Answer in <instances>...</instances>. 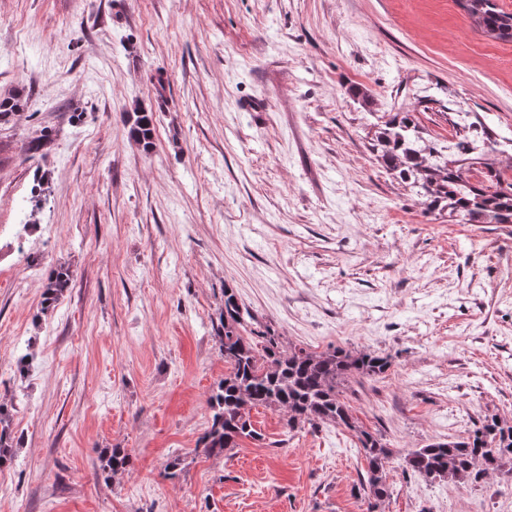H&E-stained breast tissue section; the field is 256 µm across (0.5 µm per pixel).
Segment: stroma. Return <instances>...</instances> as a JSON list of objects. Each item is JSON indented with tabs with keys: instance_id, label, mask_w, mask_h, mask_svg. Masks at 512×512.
Wrapping results in <instances>:
<instances>
[{
	"instance_id": "obj_1",
	"label": "stroma",
	"mask_w": 512,
	"mask_h": 512,
	"mask_svg": "<svg viewBox=\"0 0 512 512\" xmlns=\"http://www.w3.org/2000/svg\"><path fill=\"white\" fill-rule=\"evenodd\" d=\"M3 100L0 402L19 443L0 512H374L334 424L289 432L260 407L259 439L198 448L228 284L284 344L390 357L346 391L395 458L375 512H512L511 481L399 463L512 425V227L425 211L371 150L403 110L446 148L460 110L512 161V43L458 0H0ZM132 112L152 113L150 148ZM59 268L72 286L42 311ZM115 446L134 465L107 481Z\"/></svg>"
}]
</instances>
